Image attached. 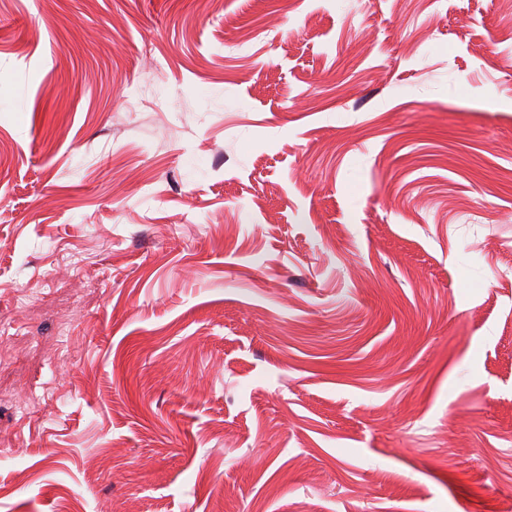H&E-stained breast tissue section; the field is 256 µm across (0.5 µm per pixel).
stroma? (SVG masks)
Wrapping results in <instances>:
<instances>
[{"label":"stroma","mask_w":512,"mask_h":512,"mask_svg":"<svg viewBox=\"0 0 512 512\" xmlns=\"http://www.w3.org/2000/svg\"><path fill=\"white\" fill-rule=\"evenodd\" d=\"M508 268L512 0H0V512H512Z\"/></svg>","instance_id":"35a3bbf8"}]
</instances>
